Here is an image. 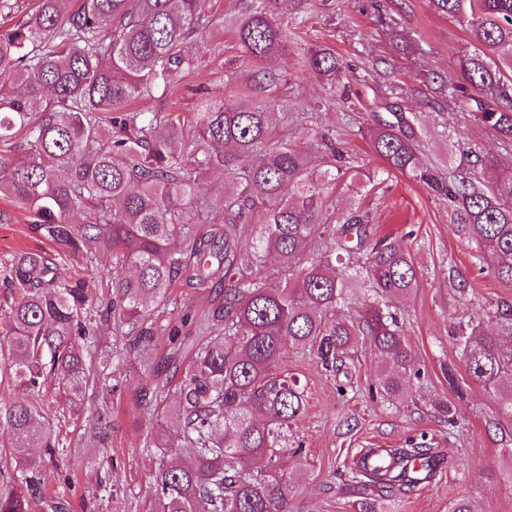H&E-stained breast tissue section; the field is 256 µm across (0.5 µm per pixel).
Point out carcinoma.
<instances>
[{
    "label": "carcinoma",
    "instance_id": "carcinoma-1",
    "mask_svg": "<svg viewBox=\"0 0 512 512\" xmlns=\"http://www.w3.org/2000/svg\"><path fill=\"white\" fill-rule=\"evenodd\" d=\"M34 0L25 18L0 27V141L23 132L20 159L0 163V195L35 217L32 232L79 265L91 262L89 246L112 253L108 295L94 297L86 280L65 277L42 251H25L0 263V280L13 302L4 311L0 382L36 392L57 382L68 401L104 387L106 370L120 351L150 355L160 331L179 371L194 352L175 401L166 413L176 424L178 461L162 460L150 486L146 512H287L303 449L288 433L303 413L297 377L281 370L289 349H305L327 370L338 371L359 341L384 365L377 385L397 395L410 372L403 326L392 311L417 288L408 249L376 236L365 214L337 210L329 199L349 172L332 140L308 144L288 135L286 77L267 61L288 52V25L275 17L272 0H240L220 18L206 0ZM442 13L461 16L472 51L460 59L464 84L448 99L512 146V0H431ZM227 31L237 54L224 60V84L236 92L228 104L209 93L193 120L151 110L170 99L179 80L201 66L190 42L207 44ZM312 74L331 80L342 72L327 49L304 56ZM371 150L381 175H408L448 198L453 233L473 242L491 260V273L512 283V174L493 181L457 170L423 169L425 132L414 116L376 123ZM322 150V168L309 150ZM471 169L493 168L477 145L462 153ZM224 171V201L209 223L224 228L195 238L190 214L207 207L206 178ZM191 248L174 249L178 239ZM321 239L331 249L313 253ZM276 257L280 280L259 276L266 256ZM220 276L224 302L181 336L174 320L161 324L173 282L213 287ZM368 285L373 304L357 318L338 310ZM127 327L112 351L89 369L90 344L102 323ZM492 322L498 333L483 330ZM470 379L491 390L512 419V302L501 300L478 317L452 326ZM160 393L147 383L135 404L149 410ZM0 437L9 440L18 478L0 488V512H28V500L47 478L31 448L55 444L41 407L0 398ZM445 466L440 452L363 448L353 459L350 486L407 489L430 483ZM354 512H390L391 504L362 496Z\"/></svg>",
    "mask_w": 512,
    "mask_h": 512
}]
</instances>
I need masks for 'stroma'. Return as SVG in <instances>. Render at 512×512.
<instances>
[{"label":"stroma","mask_w":512,"mask_h":512,"mask_svg":"<svg viewBox=\"0 0 512 512\" xmlns=\"http://www.w3.org/2000/svg\"><path fill=\"white\" fill-rule=\"evenodd\" d=\"M274 12L288 23L287 54L274 69L288 78L289 100L314 106L312 119L294 126L299 142L314 131L331 135L355 170L368 176L379 165L371 152L363 124L385 115L387 106L416 115L426 131L422 164L447 170L457 167L460 154L450 145L480 144L493 157L498 172L512 170V149L489 129L454 108L447 98L428 93L422 76L451 85L461 79L460 58L469 49L465 25L459 17L435 11L429 0H277ZM331 48L343 63L335 83L316 78L299 62L316 46ZM231 37L213 38L200 70L183 82L182 114L192 112L197 93L223 90L222 57L232 50ZM370 224L408 247L418 286L401 309L419 376H407L404 391L387 399L371 393L381 366L368 346L352 351L340 371L317 365L309 353L285 352L282 369L299 378L305 389V409L291 429L292 442L302 444V477L288 496L289 512H352V495L341 477L362 448H397L414 440L444 454L446 467L431 484L396 493L395 512H448L450 503L469 499L474 512H512V482L505 473L512 460L503 451L501 433L492 420L502 413L496 398L469 380L449 328L469 318L475 305L512 300V284L491 274L474 246L452 233L448 203L423 183L392 175L366 201ZM31 215L10 198L0 196V262L20 251L54 254L50 241L30 229ZM463 276L472 286L470 300L461 299L452 279ZM218 292L200 291L176 281L160 321L216 308ZM138 353L126 354L107 398L89 397L74 411L58 408L56 386H48L43 404L54 455L33 448L42 457L48 478L29 502L30 512H145L149 483L159 456L147 453L148 432L172 433L165 413L149 414L131 398L145 381ZM456 382H449V375ZM457 409V423L448 426L440 408ZM107 408L103 437L94 436L89 423Z\"/></svg>","instance_id":"stroma-1"}]
</instances>
